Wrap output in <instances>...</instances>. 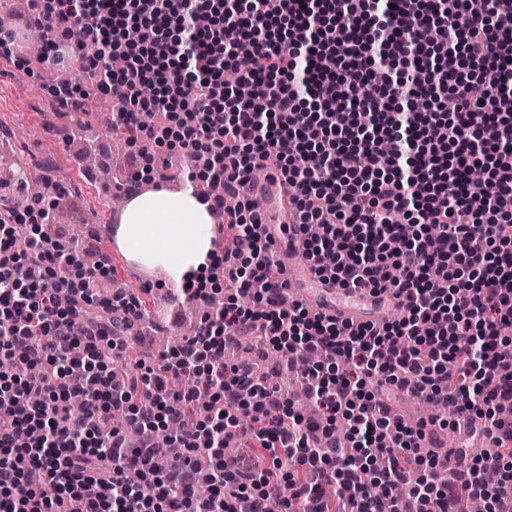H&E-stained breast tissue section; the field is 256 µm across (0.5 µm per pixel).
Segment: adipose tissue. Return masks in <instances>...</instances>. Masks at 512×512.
Returning <instances> with one entry per match:
<instances>
[{"label": "adipose tissue", "mask_w": 512, "mask_h": 512, "mask_svg": "<svg viewBox=\"0 0 512 512\" xmlns=\"http://www.w3.org/2000/svg\"><path fill=\"white\" fill-rule=\"evenodd\" d=\"M213 212L193 187H149L125 199L115 242L134 263L161 269L168 283L205 280L213 250Z\"/></svg>", "instance_id": "1"}]
</instances>
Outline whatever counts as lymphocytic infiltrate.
I'll use <instances>...</instances> for the list:
<instances>
[{
	"instance_id": "obj_1",
	"label": "lymphocytic infiltrate",
	"mask_w": 512,
	"mask_h": 512,
	"mask_svg": "<svg viewBox=\"0 0 512 512\" xmlns=\"http://www.w3.org/2000/svg\"><path fill=\"white\" fill-rule=\"evenodd\" d=\"M46 59L73 52L70 25L123 69L99 74L112 127L155 152L129 188L165 180L160 147L188 183H223L238 207L232 255L212 251L213 281L184 289L201 318L158 365L129 370L125 337L145 314L135 293L101 294L110 274L81 243L50 233L35 199L0 208V512H456L462 499L512 512V0H30ZM251 61L233 85L224 73ZM453 97L450 112L406 103ZM390 143L382 159L379 146ZM289 187L291 234L310 272L397 299L401 317L345 323L282 307L274 236L259 237L252 172ZM486 170L479 195L462 178ZM83 263L72 277L70 262ZM252 295L255 305L240 302ZM99 305L90 315V305ZM277 353L322 410L303 414L258 366ZM458 370L449 373V359ZM434 402L412 423L390 397ZM453 409L446 420L445 409ZM139 426L127 442L113 412ZM453 426L461 448H426ZM491 440L473 455L467 442ZM382 458L371 484L359 463ZM409 492L393 488L409 471ZM447 471V482L436 472Z\"/></svg>"
}]
</instances>
